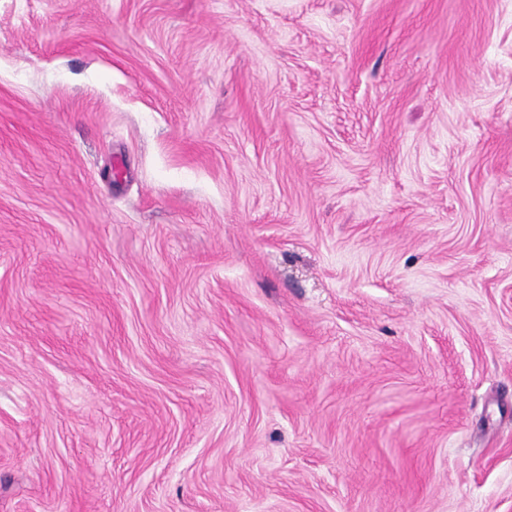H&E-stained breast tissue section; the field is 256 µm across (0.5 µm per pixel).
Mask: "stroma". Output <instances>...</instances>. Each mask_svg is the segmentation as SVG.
<instances>
[{
  "instance_id": "obj_1",
  "label": "stroma",
  "mask_w": 512,
  "mask_h": 512,
  "mask_svg": "<svg viewBox=\"0 0 512 512\" xmlns=\"http://www.w3.org/2000/svg\"><path fill=\"white\" fill-rule=\"evenodd\" d=\"M0 512H512V0H0Z\"/></svg>"
}]
</instances>
